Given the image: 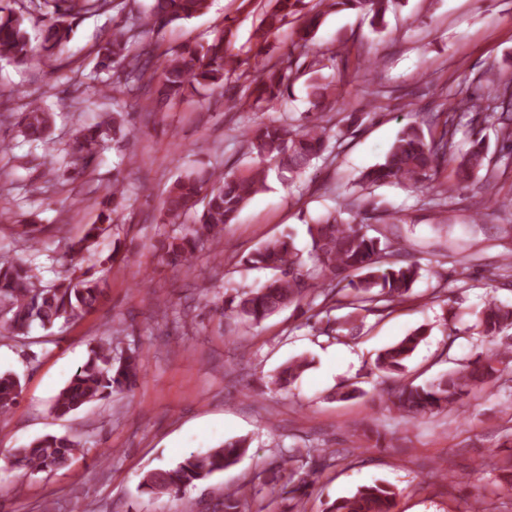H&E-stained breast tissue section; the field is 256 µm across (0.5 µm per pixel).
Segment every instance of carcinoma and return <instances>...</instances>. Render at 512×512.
Instances as JSON below:
<instances>
[{"instance_id":"carcinoma-1","label":"carcinoma","mask_w":512,"mask_h":512,"mask_svg":"<svg viewBox=\"0 0 512 512\" xmlns=\"http://www.w3.org/2000/svg\"><path fill=\"white\" fill-rule=\"evenodd\" d=\"M395 0H266L255 30V48L234 54L229 50L231 29L217 34L212 41L184 43L165 59L150 42L138 40L147 28L166 27L190 20L207 12L210 0H156L148 12L131 24H115L106 37L95 44L98 62L89 80L91 88L105 96L108 91L138 94L155 93L161 101L181 100L200 88L222 89L229 82L246 88L242 105L266 103L277 106L289 92L292 80L301 74L298 60L308 49L322 18L329 9L355 11L370 18L373 29L385 26V15ZM120 7L118 0H37L36 8L47 18L41 31V48L57 60L73 32V23L85 15H101ZM293 22L296 40L276 57L279 31ZM33 52L28 32V18L0 0V59L26 62ZM318 62L309 63L308 87L316 107L331 96L330 85L316 75ZM115 80L107 83L103 73ZM473 112L482 122L497 128L501 149L512 150V81L504 80L481 100L457 102L453 113L428 112L424 123L441 128L438 137L426 139L420 125L405 126L382 162L362 173L361 187L368 189L392 182H404L420 192L430 188L432 172L448 160L457 163V175L465 178L479 171L487 156L483 139L472 148L456 153L455 113ZM124 119L119 113H105L95 123L80 126L73 135L66 154L69 165L62 175L76 179L96 160L107 131L122 132ZM54 124V113L36 101L21 112L19 127L32 145L47 144ZM330 120L308 113L295 127L277 120L259 124L247 134L250 153L261 162L274 163L291 177L302 175L313 163L327 159L331 141ZM266 189V170L257 165L245 171L221 172L200 168L179 176L162 201L161 223L178 224L183 230L166 235L160 241L164 262L175 268L191 265L196 251L206 240L221 238L248 201ZM200 213L198 223L187 217ZM114 219L101 213L100 223L87 224L83 234L65 243L71 273L52 284L42 279L32 266L0 258V334L21 336L33 323L42 328L68 324L94 310L104 298V278L81 263L98 253L100 242L112 236ZM311 242L308 264L297 250L293 238L280 237L261 243L244 259L251 268L275 272L274 277L257 290L238 292L224 302V312L242 323L258 324L276 311L292 305L326 306L338 304L350 309L348 317L381 315L404 303L411 296L420 276L415 263L399 264L405 251L399 239L380 227L368 232L363 224H352L331 214L307 226ZM512 327V307L488 302L477 314L474 329L495 338ZM426 336L418 328L381 351L377 369L395 373L405 369ZM512 362V337L502 344L498 354L477 358L466 368L441 375L426 385H409L388 393V401L408 416H420L441 408L454 407L463 397L480 391L501 369ZM306 357L291 359L271 375L269 384L288 389L310 368ZM142 362L136 351L112 356V340H100L89 349L87 360L77 368L53 400L51 410L59 418L88 404L103 400L112 392H130L142 376ZM20 379L10 372H0V417L5 418L19 403ZM250 443L243 437L230 439L203 454H192L176 466L146 473L140 488L152 495L179 494L191 485L237 464ZM79 442L67 435H47L18 448L12 455L10 471L21 476L52 473L68 467L83 454ZM333 453L326 448L314 450L298 467L288 463V494L306 495L310 480L331 465ZM396 493L391 487L375 483L357 488L352 494L335 499L328 512H394ZM219 512H252L251 496L240 489L217 493Z\"/></svg>"}]
</instances>
